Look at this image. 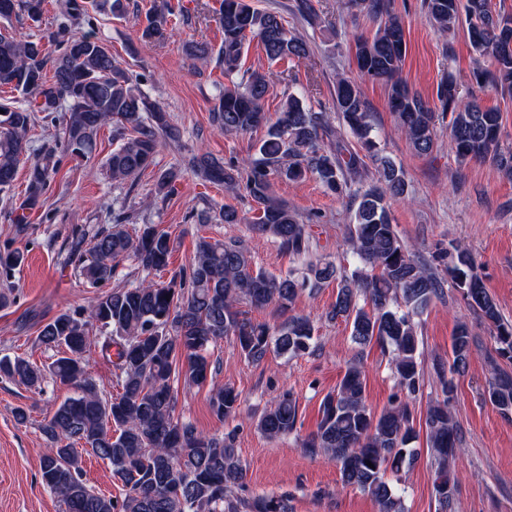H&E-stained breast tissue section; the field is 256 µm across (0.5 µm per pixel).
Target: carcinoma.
I'll list each match as a JSON object with an SVG mask.
<instances>
[{"label": "carcinoma", "mask_w": 512, "mask_h": 512, "mask_svg": "<svg viewBox=\"0 0 512 512\" xmlns=\"http://www.w3.org/2000/svg\"><path fill=\"white\" fill-rule=\"evenodd\" d=\"M45 0H0V21L26 15L41 21ZM377 24L370 38L359 37L354 58L361 76L388 86V107L414 151L428 154L435 140L434 112L399 77L405 55L404 28L390 13L388 0H355ZM423 8L438 31L452 38L466 27L471 47L489 66L476 63L469 78L448 74L437 87L442 110L450 115L448 129L457 157L490 159L512 175V151L499 146L501 113L482 107L473 89L512 93V15L492 9L491 0H423ZM107 15L124 12L123 0H64L62 17L80 23L89 11ZM171 0L145 16L142 36H164ZM220 62L228 84L219 92L212 122L226 133H247L265 127L258 156L242 162L226 161L209 152L188 156L187 168L199 179L235 190L244 187L258 205L255 231L278 241L295 259L313 249L307 218L279 200L273 180L314 176L328 191L348 198L352 224L347 244L359 266L351 271L327 258L310 260L301 268L273 275L252 265L243 240L201 236L191 263L169 281L153 275L167 271L175 251L171 235L156 224H142L129 233L121 220L94 234L89 257H79L81 274L93 285L119 276V262L131 257L144 274L131 288L101 293L90 308L64 311L41 325L38 342L58 349L46 366L15 356L0 358V376L37 391L51 380L67 385L74 395L64 399L44 419L40 429L48 448L41 461L43 484L56 493L65 512H292L287 493L245 498L246 466L236 448V432L208 435L176 415L175 385L203 386L213 380L210 349L233 337L245 360L262 363L268 354L298 357L315 351L313 322L289 311L301 294L336 283V299L326 317L350 323L352 341L363 348L375 342L389 355L395 392L389 406L374 413L366 403L365 370L352 360L336 392L321 403L315 431L302 439L310 457L324 456L336 464L344 487L371 496L380 512H404L398 489L402 477L418 459L410 447L416 438L410 403L425 384L423 353L419 350L415 317L434 301L447 296L446 284L462 292L467 306L480 312L500 357L512 360V323L503 320L487 292L470 250L458 245L435 247L430 256L413 254L396 233L387 200L407 193L404 172L378 152L372 137V115L359 85L339 78L334 104L349 137L336 136L326 149L323 136L329 118L314 112L301 97L289 94L275 122L263 101L269 91L266 75L242 69L245 43L260 42L268 60L289 61L309 53L308 42L290 34L282 17L255 10L248 0H221ZM17 93L0 97V190L12 186L26 169L23 208L40 206L51 179L59 172L62 155L45 149L29 156V132L37 112L58 114L65 149L72 157L87 158L97 135L116 126L122 143L107 159L115 181L136 177L145 170L164 142L178 143L181 133L164 109L141 90L109 47L97 38L72 33L49 55L39 41L0 28V90ZM371 158L374 173L363 177L360 152ZM181 169L160 173L155 195L169 197ZM24 254L5 245L0 250V274H9ZM272 307L285 316L281 322L255 323L241 306ZM98 328V340L90 333ZM474 336L461 323L452 339L451 360L432 359L430 374L442 398L426 412V441L435 470L436 512H457L458 487L450 471L462 451V435L455 420L454 384L448 374L465 372ZM99 348L112 364L122 392L107 396L88 376L86 354ZM489 401L503 414H512V374L496 371L487 382ZM239 393L229 385L212 384L210 407L220 419L239 411ZM298 407L286 391L259 417L258 431L280 438L297 431ZM90 449L112 465V475L125 493L112 498L94 491L82 479L81 450ZM373 467H368V464Z\"/></svg>", "instance_id": "obj_1"}]
</instances>
